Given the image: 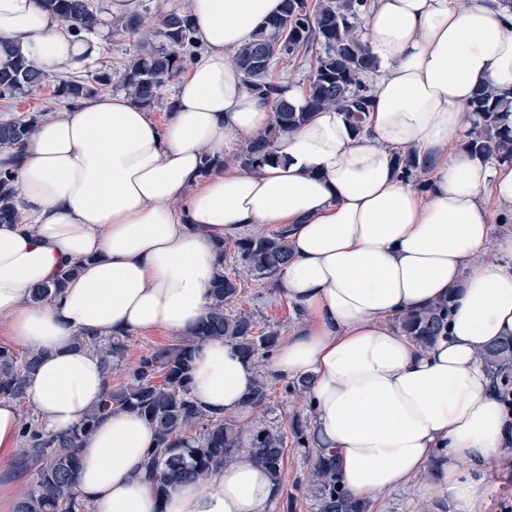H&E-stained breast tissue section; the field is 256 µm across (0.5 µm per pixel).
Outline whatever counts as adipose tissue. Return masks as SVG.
Here are the masks:
<instances>
[{
	"label": "adipose tissue",
	"instance_id": "ef3b65f1",
	"mask_svg": "<svg viewBox=\"0 0 512 512\" xmlns=\"http://www.w3.org/2000/svg\"><path fill=\"white\" fill-rule=\"evenodd\" d=\"M498 0H373L361 35L377 62L365 130L327 109L279 144L281 163L218 169L229 141L272 117L229 55L277 15L281 0H188L203 56L179 80L165 126L123 94L43 119L23 149L0 150L16 177V219L0 224V332L42 353L26 402L63 434L101 398L99 355L76 333L163 329L196 334L207 319L217 244L245 229L287 227L278 276L305 322L272 371L312 381L315 448L333 452L342 485L377 502L419 483L420 496L476 512L484 475L512 450V409L479 351L512 335V234L494 237L485 205L512 213V164L463 148L482 87L512 94V14ZM20 49L44 70L95 51L61 31L38 0H0V65ZM430 166L425 189L397 157ZM498 257L487 261L488 247ZM80 270L61 298L33 288ZM449 299L448 333L427 347L393 318ZM252 361L224 340L199 343L191 389L210 411L244 412ZM154 442L138 414L104 417L79 451L76 488L93 512H271L278 487L247 456L157 496L139 471Z\"/></svg>",
	"mask_w": 512,
	"mask_h": 512
}]
</instances>
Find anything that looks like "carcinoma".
Returning a JSON list of instances; mask_svg holds the SVG:
<instances>
[{
    "mask_svg": "<svg viewBox=\"0 0 512 512\" xmlns=\"http://www.w3.org/2000/svg\"><path fill=\"white\" fill-rule=\"evenodd\" d=\"M43 9L58 16L71 37L83 40L95 33L104 21L93 0H39ZM369 0H319L313 11L306 0H283L281 12L270 18L251 41L237 49L232 62L242 72L247 87L265 99L272 108L267 131L240 147L232 161L241 169L255 171L277 162L279 138L326 108L347 113L353 128L362 129L361 113L370 102L367 78L375 70L374 57L357 38ZM143 17L132 13L113 20V28L129 35L139 34ZM161 45L143 55L137 54L115 73L101 71L87 80L64 76L53 88L54 99L72 108L82 105L112 85L122 87L147 109L159 104L161 89L189 61L201 54L189 16L176 10L158 23ZM315 55V66L308 77L304 105L296 108L281 98L280 88L269 80L274 64L299 53ZM11 62L0 67V98L6 99L46 81V72L36 67L20 51H11ZM477 120L468 134L466 147L484 160L512 162V99H505L488 88L473 99ZM43 113L0 118V149L21 144ZM402 176L419 181L427 173L426 164L414 154L400 159ZM14 178L0 172V224L13 220ZM226 244L218 246V267L211 286L207 320L195 337L170 347L147 352L129 368L128 381L107 387L83 421L65 434H49L28 416L20 421L21 450L18 465L34 470L20 497L18 512H92L75 489L79 469L78 450L99 421L117 410L137 412L154 431V445L146 454L145 471L159 495L179 480L204 478L216 465L238 457L242 451L264 466L276 484H281L287 433L280 427H242L224 415L212 413L195 401L190 382L196 345L219 337L236 346L254 363L272 355L277 333L255 331L253 315L234 309L241 294V280L251 277L275 282L291 260L288 230L253 233L232 240V255L238 264L224 270ZM65 280L56 278L32 290L36 304L56 300L63 293ZM448 302L440 301L419 313L397 317L400 328L421 346H428L447 335ZM129 334L100 337L90 330L75 335L74 343L97 353L106 375L122 367ZM40 356L25 349L0 345V398L25 404L27 381ZM494 377L502 397L512 384V336H505L480 352ZM269 395L264 374L247 400L250 408L262 406ZM307 488L317 501V512H366V506L352 500L339 479L334 458L320 451L306 475Z\"/></svg>",
    "mask_w": 512,
    "mask_h": 512,
    "instance_id": "cac0c4a2",
    "label": "carcinoma"
}]
</instances>
